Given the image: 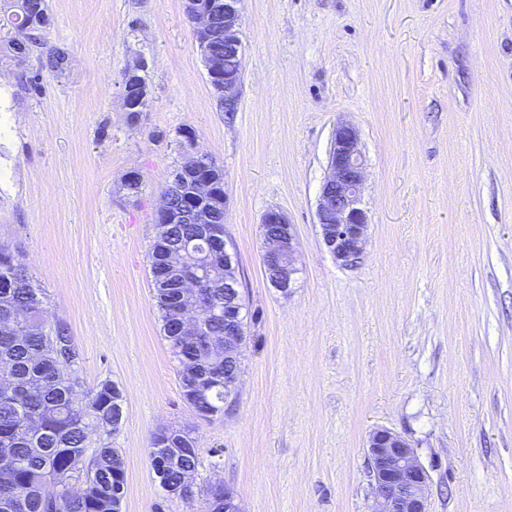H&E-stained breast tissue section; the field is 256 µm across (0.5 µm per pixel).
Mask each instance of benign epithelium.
Returning a JSON list of instances; mask_svg holds the SVG:
<instances>
[{"label": "benign epithelium", "mask_w": 512, "mask_h": 512, "mask_svg": "<svg viewBox=\"0 0 512 512\" xmlns=\"http://www.w3.org/2000/svg\"><path fill=\"white\" fill-rule=\"evenodd\" d=\"M241 0H221L219 10L213 5H202L198 0H186L196 32L202 34L218 12L224 13V50L242 56ZM197 47L206 62L214 87L224 98V105L233 107L241 75L224 73V59L213 54L208 40L200 39ZM328 173L317 201V219L323 243L336 263L353 268L362 257L368 238V219L360 207L365 180V158L360 148L358 130L349 123H340L334 129L328 152ZM162 223L175 224L181 220L206 223L207 214L191 204H174L165 195L160 209ZM262 223L273 225L266 235L268 247L263 261L277 273V289L283 293L291 287L296 267L294 254L296 236L287 216L278 209L268 210ZM235 316H226L224 329V356L239 357L240 337L233 325ZM241 368L224 374V410L235 407L233 394L239 387ZM370 476L377 512H428L430 476L420 462L417 452L399 433L390 429L373 431L367 441ZM212 495L224 497V512H240L237 496L232 487L219 482L212 485Z\"/></svg>", "instance_id": "benign-epithelium-1"}]
</instances>
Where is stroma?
Instances as JSON below:
<instances>
[{"label":"stroma","mask_w":512,"mask_h":512,"mask_svg":"<svg viewBox=\"0 0 512 512\" xmlns=\"http://www.w3.org/2000/svg\"><path fill=\"white\" fill-rule=\"evenodd\" d=\"M234 111L207 80L183 0H49L68 68L0 55V245L67 325L82 388L111 380L124 419L122 512H202L160 487L152 434L188 430L199 489L241 512H375L366 441L400 433L428 470L429 512H512V0H241ZM145 63L130 124L122 74ZM366 160L357 267L316 207L337 123ZM191 133L224 170V237L251 318L239 400L199 419L152 298L161 190ZM140 174L139 195L125 179ZM297 237L288 292L265 277L261 224ZM221 495L224 496V502L216 503L212 502L210 492L207 493L206 499V510L205 512H221V509H224V512H240V506L237 501V496L232 487L228 484H221L220 482L212 485V496ZM215 507V509H213Z\"/></svg>","instance_id":"stroma-1"}]
</instances>
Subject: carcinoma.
Segmentation results:
<instances>
[{
  "label": "carcinoma",
  "instance_id": "cac0c4a2",
  "mask_svg": "<svg viewBox=\"0 0 512 512\" xmlns=\"http://www.w3.org/2000/svg\"><path fill=\"white\" fill-rule=\"evenodd\" d=\"M4 11L11 13L12 28L0 37V51L20 65L42 47L49 5L47 0H6ZM69 62L64 47L45 54L46 67L55 72L66 70ZM123 77L132 105L145 78L134 69ZM174 176L163 191L176 201L195 198L202 180L211 185L202 208L224 198V171L211 156L198 164L183 157ZM169 238L188 241L190 248L171 254L166 279L151 278L162 330L190 306L181 283L193 265L201 275L199 293L215 300L220 312L198 315L201 331L193 348L183 336L164 338L178 364L180 385L195 388L190 407L199 417L218 416L224 413V262L209 259L213 239L201 225L171 224L157 231L149 263ZM45 299L20 254L0 245V512H116L125 482L117 449L104 444L90 461L84 456L89 429L118 427L122 395L110 380L80 389V351L65 324L49 321ZM149 457L174 495L199 464L192 438L167 427L152 434Z\"/></svg>",
  "mask_w": 512,
  "mask_h": 512
}]
</instances>
